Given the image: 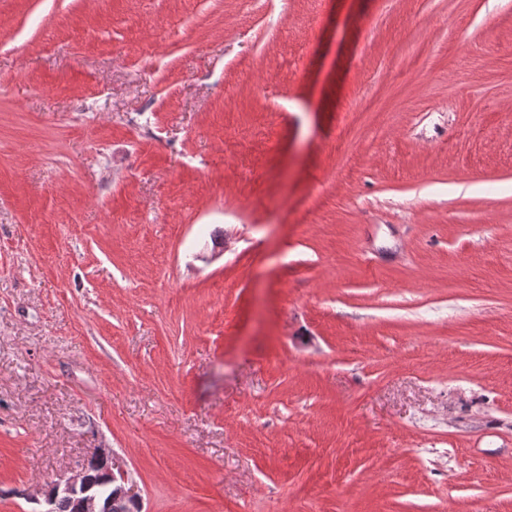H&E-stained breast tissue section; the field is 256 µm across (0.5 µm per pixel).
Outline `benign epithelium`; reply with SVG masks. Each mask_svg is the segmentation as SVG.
Masks as SVG:
<instances>
[{
  "mask_svg": "<svg viewBox=\"0 0 512 512\" xmlns=\"http://www.w3.org/2000/svg\"><path fill=\"white\" fill-rule=\"evenodd\" d=\"M92 458L104 463L103 481L110 485L108 497H103L97 490L95 481L88 470V462H83L75 474L51 481L43 492L46 509L54 512V505L60 498L75 502L78 512H109L123 503L142 505L141 495L136 482L128 469L116 454L108 448H98Z\"/></svg>",
  "mask_w": 512,
  "mask_h": 512,
  "instance_id": "benign-epithelium-1",
  "label": "benign epithelium"
}]
</instances>
